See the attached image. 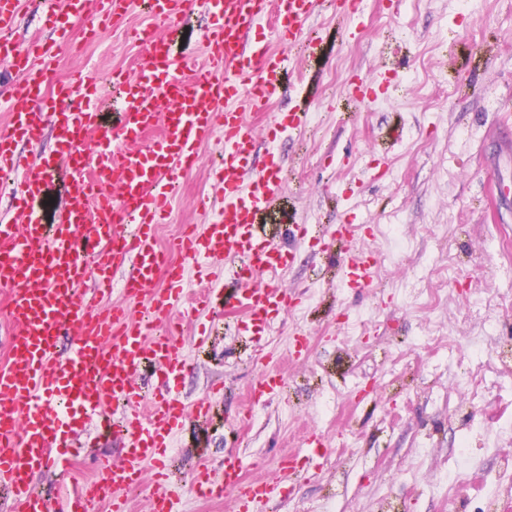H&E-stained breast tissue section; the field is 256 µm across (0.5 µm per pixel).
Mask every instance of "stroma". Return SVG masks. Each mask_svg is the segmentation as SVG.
<instances>
[{"label": "stroma", "mask_w": 512, "mask_h": 512, "mask_svg": "<svg viewBox=\"0 0 512 512\" xmlns=\"http://www.w3.org/2000/svg\"><path fill=\"white\" fill-rule=\"evenodd\" d=\"M67 0H29L16 25L23 43L46 40ZM324 56L289 52L292 78L309 83V123L275 152L285 173L277 210L265 227L296 259L280 275L293 310L267 336L241 335L242 311H201L184 327L193 369L180 395L193 404L215 392L207 421H188L166 459L176 512H232L223 500L189 489L199 464L220 469L238 453L247 479L277 477L284 456L311 429L327 452L299 470L260 512H476L465 491H446L460 452L489 489L503 478L493 448L512 435V378L472 375L479 354L512 336V319L491 303H512V0H364L360 19L323 10L310 22ZM56 75L76 70L97 80L101 109L112 112L114 72L132 71L142 50L125 28L87 43L73 23ZM373 76L374 98L351 94ZM219 146H201L180 197L158 229L169 248L178 226L205 223L193 203L210 188ZM386 179H374L380 168ZM355 219L358 247L379 259L374 288L343 286L338 251L314 240ZM311 235L296 240L291 223ZM210 325L207 344L197 324ZM306 338L307 358L289 352ZM281 386L249 404L261 365ZM472 402L465 420L457 399Z\"/></svg>", "instance_id": "stroma-1"}]
</instances>
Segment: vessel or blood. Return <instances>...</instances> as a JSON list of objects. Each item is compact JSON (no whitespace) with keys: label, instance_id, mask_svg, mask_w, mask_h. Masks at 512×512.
<instances>
[{"label":"vessel or blood","instance_id":"1","mask_svg":"<svg viewBox=\"0 0 512 512\" xmlns=\"http://www.w3.org/2000/svg\"><path fill=\"white\" fill-rule=\"evenodd\" d=\"M327 2L148 0L153 24L131 30L147 52L135 75L115 76L117 108L109 123L88 76L55 78L68 42L65 27H56L38 48L24 47L13 37L22 0H0V56L12 59L17 75L0 88L8 112L0 123V170L17 174L12 214L0 221V289L13 325L0 348V491L10 497L8 512H100L106 501L111 512H128L125 494L141 486L148 463L158 469L150 512H174L161 468L188 413L203 416L209 409L204 397L186 408L178 391L190 363L177 322L191 320L210 301L205 292L185 302V270L214 280L220 257L225 269L236 271L234 298L247 312L242 330L249 335H264L272 320L291 310L287 290L271 276L294 255L261 231L285 174L275 155L256 161L248 115L287 94L289 48L321 54L306 25ZM196 13L212 20L199 64L192 52L176 48ZM129 14L130 0H99L86 26L96 38L126 24ZM267 17L276 23L283 51H272L254 34ZM306 117L302 106L270 113L266 139H285ZM47 124L57 138L50 151L41 143ZM216 137L224 157L212 172L211 195L196 203L209 221L183 226L171 251H164L158 226L184 172L198 163L201 144ZM219 198L224 208L217 213ZM359 230L346 221L322 231L317 242L342 246L344 276L363 291L374 284L377 260L355 249ZM160 275L162 288L154 285ZM117 283L125 296L141 299L140 317L106 303ZM64 337L70 346L63 351ZM146 362L158 374L149 404L137 379ZM107 422L121 437L122 463L101 461L97 479L64 486L60 500L40 493L35 476L51 465L68 471L69 449L80 447L92 425ZM327 447V437L312 431L306 448L283 460L282 473L313 464ZM278 487L275 479L246 480L232 452L222 473L202 465L190 477L198 498H231L233 512H255Z\"/></svg>","mask_w":512,"mask_h":512}]
</instances>
